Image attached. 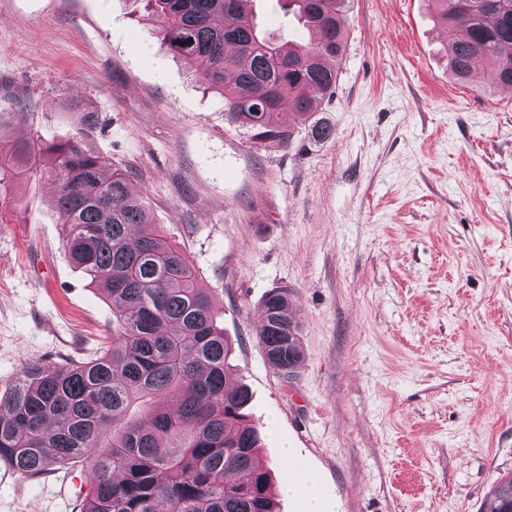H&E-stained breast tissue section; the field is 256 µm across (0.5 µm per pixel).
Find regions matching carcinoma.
Masks as SVG:
<instances>
[{
    "label": "carcinoma",
    "instance_id": "obj_1",
    "mask_svg": "<svg viewBox=\"0 0 512 512\" xmlns=\"http://www.w3.org/2000/svg\"><path fill=\"white\" fill-rule=\"evenodd\" d=\"M160 48L196 65L195 87L224 100L228 121L290 146L295 119L336 89L348 0H276L308 37L273 32L253 0H146ZM448 34V67L469 80L482 59L488 83L512 86V0H431ZM42 163L73 263L112 303V336L91 357L28 362L0 392V461L41 478L87 464L80 512H277L252 393L234 377L232 344L212 295L183 250L153 222L128 171L78 138L45 145L0 140V171ZM291 292L269 290L257 336L283 376L301 364ZM488 512H512V473L488 492Z\"/></svg>",
    "mask_w": 512,
    "mask_h": 512
}]
</instances>
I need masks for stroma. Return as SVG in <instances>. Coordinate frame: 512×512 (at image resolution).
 I'll use <instances>...</instances> for the list:
<instances>
[{
	"instance_id": "stroma-1",
	"label": "stroma",
	"mask_w": 512,
	"mask_h": 512,
	"mask_svg": "<svg viewBox=\"0 0 512 512\" xmlns=\"http://www.w3.org/2000/svg\"><path fill=\"white\" fill-rule=\"evenodd\" d=\"M157 31L141 0H0V140L77 135L128 170L211 291L275 487L301 465L329 512H483L512 472V96L490 61L457 81L429 0H351L312 120L333 135L301 121L282 148L228 123ZM50 196L40 177L0 185V390L112 332ZM273 288L301 327L290 379L256 336ZM89 491L82 462L34 480L0 462V512H79Z\"/></svg>"
}]
</instances>
